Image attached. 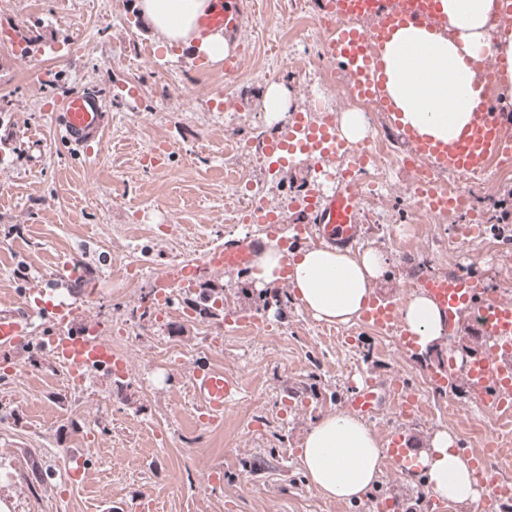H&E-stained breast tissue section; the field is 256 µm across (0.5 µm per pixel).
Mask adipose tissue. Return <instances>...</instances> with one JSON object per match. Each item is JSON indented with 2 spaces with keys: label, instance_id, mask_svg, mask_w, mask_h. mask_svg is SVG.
I'll use <instances>...</instances> for the list:
<instances>
[{
  "label": "adipose tissue",
  "instance_id": "adipose-tissue-1",
  "mask_svg": "<svg viewBox=\"0 0 512 512\" xmlns=\"http://www.w3.org/2000/svg\"><path fill=\"white\" fill-rule=\"evenodd\" d=\"M216 0H136L135 8L166 48L184 45L208 61L224 59L232 45L223 33L200 36L197 20L214 9ZM495 0H442L452 33L444 37L425 29L401 30L386 50L388 90L406 121L423 124L425 133L448 141L469 122L475 103L465 91L460 72L464 58L486 54L500 60L506 95L512 96V36L493 38L488 16ZM415 49L420 63H405L407 49ZM431 105L422 118L417 99ZM385 258L374 250L339 252L325 246L296 251H260L250 274L256 287L288 279L299 303L320 322L351 324L361 319ZM403 325L418 338L421 349L441 343L443 317L425 294H417L402 309ZM385 453L371 429L343 412H332L308 428L300 445L299 465L311 486L322 496L362 502L377 486ZM429 495L456 503L477 500L475 471L455 447L448 432L434 435L417 458Z\"/></svg>",
  "mask_w": 512,
  "mask_h": 512
}]
</instances>
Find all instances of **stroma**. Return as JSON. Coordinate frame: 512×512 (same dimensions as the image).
Here are the masks:
<instances>
[{"label": "stroma", "instance_id": "35a3bbf8", "mask_svg": "<svg viewBox=\"0 0 512 512\" xmlns=\"http://www.w3.org/2000/svg\"><path fill=\"white\" fill-rule=\"evenodd\" d=\"M135 0H0V314L37 285L67 294L64 266L81 271L93 296L82 314L100 324L128 363L126 374H94L66 385L40 349L0 351V512H377L380 497L346 503L322 497L299 467V444L313 422L347 410L346 376L359 370L386 388L414 389L426 362L407 355L364 322L316 321L298 301L262 306L249 278L208 273L223 287L224 310L202 316L177 289L164 320L138 308L171 264L203 261L205 247L241 232L272 245L316 244L293 223L228 224L225 212L252 199L290 213L301 165L270 172L256 151L293 120H270L258 76L278 59L277 83L297 105L333 70L322 44L300 35L314 27L317 0H246L233 46L241 69L161 48ZM36 32L44 53L20 56L5 45L10 29ZM121 64H113V54ZM93 86L110 124L90 153L73 150L53 114L71 91ZM138 99H130V86ZM246 187L224 191L226 171ZM414 170L395 165L387 186L364 198L357 251L382 250L377 298L404 304L413 271L453 269L449 236L473 217L459 211L420 222L411 203ZM488 234H512V182L479 192ZM417 235L410 247L383 238ZM223 369L241 391L222 422L195 417L188 389L197 363ZM457 413L420 420L385 407L369 426L378 439L403 434L416 449L448 432L478 454L490 423L464 388ZM89 449L80 479L62 478L58 449Z\"/></svg>", "mask_w": 512, "mask_h": 512}]
</instances>
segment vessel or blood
<instances>
[{"label": "vessel or blood", "mask_w": 512, "mask_h": 512, "mask_svg": "<svg viewBox=\"0 0 512 512\" xmlns=\"http://www.w3.org/2000/svg\"><path fill=\"white\" fill-rule=\"evenodd\" d=\"M319 11L331 24L323 52L339 66L346 93L379 102L392 133L406 147L408 157L426 162L429 178L417 182L418 193L443 211L457 209L460 192L441 186L438 176L448 174L463 180L483 171L494 160L512 154V109L502 106L487 90L497 75L494 66L481 62L471 83L477 105L468 125L453 141H437L403 123L401 112L387 92L384 47L397 31L408 27L447 32L448 17L441 9V0H320ZM243 19V0H224L223 7L199 18L198 27L201 34L221 32L233 39L240 32ZM57 120L61 139L82 150L90 143L101 141L109 125L102 100L90 88L66 95ZM344 147L335 120L313 125L298 112L285 131L266 141L263 151L267 157L282 162L297 158L319 162ZM369 157L368 149H361L356 165L337 171L327 186L323 185L319 170H310L295 190L303 201L300 223L312 225L316 236L328 245L347 248L357 245L363 237L360 171L367 166ZM261 246V241L244 234L209 250L205 264L187 260L170 265L157 283L158 309L166 310L176 289L194 284L203 269L227 274L247 269ZM415 285L443 312L449 331L458 332L468 326L475 329L479 340L462 366L445 362L435 372V381L444 385L454 376H462L482 404L492 405L498 417L511 418L512 303L493 295L481 277L456 271L434 273L420 269ZM40 312L52 314L59 324L41 343L42 350L56 365L78 378L96 371H123L124 358L100 329L75 326L80 314L78 302L61 298L49 289L25 298L18 311L0 315V348L29 344L31 319ZM363 319L379 330L397 332L404 352H417L414 337L400 328L396 304L375 300ZM190 387L204 422L223 419L239 392L237 381L210 366L193 369ZM351 389L348 405L353 413L364 418L380 414L385 392L376 380L360 377ZM386 454L395 468L410 473L413 454L399 439L389 442ZM86 457V451L65 448L60 451L56 465L73 478L83 472Z\"/></svg>", "instance_id": "obj_1"}]
</instances>
